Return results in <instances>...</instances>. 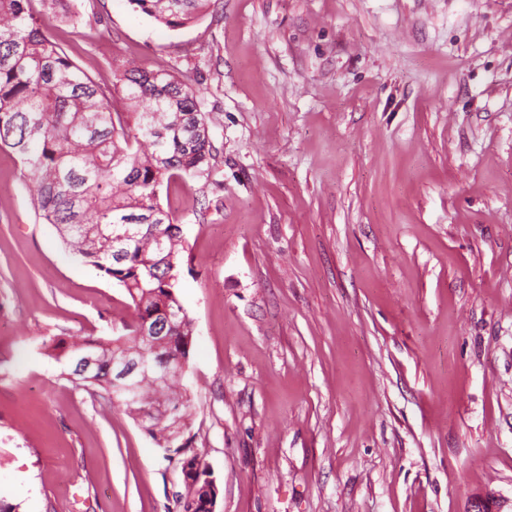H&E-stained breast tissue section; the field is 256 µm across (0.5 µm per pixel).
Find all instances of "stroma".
<instances>
[{
  "label": "stroma",
  "instance_id": "obj_1",
  "mask_svg": "<svg viewBox=\"0 0 512 512\" xmlns=\"http://www.w3.org/2000/svg\"><path fill=\"white\" fill-rule=\"evenodd\" d=\"M77 5L50 33L79 68L169 67L210 117L170 204L216 512H512V0H219L174 30ZM132 313L0 147V503L174 512L178 461L45 354Z\"/></svg>",
  "mask_w": 512,
  "mask_h": 512
}]
</instances>
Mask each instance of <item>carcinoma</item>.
<instances>
[{"instance_id":"obj_1","label":"carcinoma","mask_w":512,"mask_h":512,"mask_svg":"<svg viewBox=\"0 0 512 512\" xmlns=\"http://www.w3.org/2000/svg\"><path fill=\"white\" fill-rule=\"evenodd\" d=\"M39 2L40 10L33 9ZM134 10L170 29L197 19L215 0H128ZM74 26L72 0H0V145L12 149L35 182L38 217L57 230L83 263L123 287L133 307L132 334L69 344L57 340L45 355L61 375L114 405L151 417L143 430L167 454L181 456L186 493L176 512H207L217 499L212 471L193 446L189 398L167 395L146 382L137 390L112 384L110 365L125 356L153 363L169 359V379L188 370L194 325L180 299L182 228L161 202V187L207 179L213 145L208 113L197 90L167 68L130 69L114 83L82 72L40 18ZM123 85L127 111L112 110ZM168 323L158 350L144 329ZM83 350L101 359L92 376L73 373Z\"/></svg>"}]
</instances>
